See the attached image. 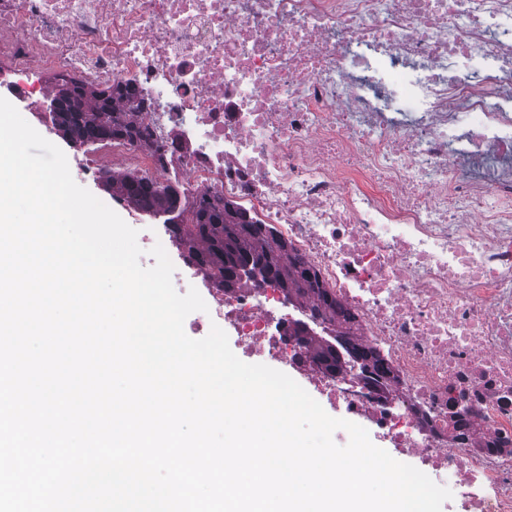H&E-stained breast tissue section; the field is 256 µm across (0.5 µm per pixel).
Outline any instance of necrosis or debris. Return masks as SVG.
<instances>
[{"label": "necrosis or debris", "instance_id": "obj_1", "mask_svg": "<svg viewBox=\"0 0 512 512\" xmlns=\"http://www.w3.org/2000/svg\"><path fill=\"white\" fill-rule=\"evenodd\" d=\"M0 88L131 84L150 144H97L84 173L147 175L271 224L351 322L268 283L210 292L194 333L299 363L453 493L512 512V0H0ZM376 348L389 405L320 371L293 322Z\"/></svg>", "mask_w": 512, "mask_h": 512}]
</instances>
